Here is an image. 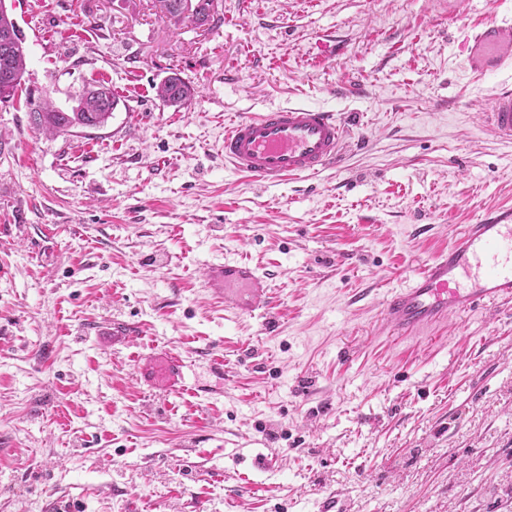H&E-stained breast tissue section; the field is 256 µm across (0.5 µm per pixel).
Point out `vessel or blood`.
<instances>
[{"label": "vessel or blood", "instance_id": "vessel-or-blood-1", "mask_svg": "<svg viewBox=\"0 0 512 512\" xmlns=\"http://www.w3.org/2000/svg\"><path fill=\"white\" fill-rule=\"evenodd\" d=\"M471 71L512 70V29L489 23L470 38ZM482 120L512 144V85L492 94ZM346 128L335 113L308 105L271 108L224 129V162L259 182L313 176L338 163ZM206 281L224 310L237 317L270 312L267 276L258 266L225 254L207 263ZM512 299V219L469 225L446 251L400 287L388 290L382 313L388 325L410 334L487 302Z\"/></svg>", "mask_w": 512, "mask_h": 512}]
</instances>
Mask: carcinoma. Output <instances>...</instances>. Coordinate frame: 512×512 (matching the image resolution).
<instances>
[{
  "instance_id": "carcinoma-1",
  "label": "carcinoma",
  "mask_w": 512,
  "mask_h": 512,
  "mask_svg": "<svg viewBox=\"0 0 512 512\" xmlns=\"http://www.w3.org/2000/svg\"><path fill=\"white\" fill-rule=\"evenodd\" d=\"M26 70L24 36L10 13L0 10V103L13 100L22 89ZM157 96L164 103L181 107L194 98V88L179 74L173 73L157 86ZM118 103L116 96L103 101L81 97L80 112H65L53 107L47 99L27 98L33 127L44 133L65 134L81 125L105 126Z\"/></svg>"
}]
</instances>
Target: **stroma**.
Segmentation results:
<instances>
[{"instance_id":"stroma-1","label":"stroma","mask_w":512,"mask_h":512,"mask_svg":"<svg viewBox=\"0 0 512 512\" xmlns=\"http://www.w3.org/2000/svg\"><path fill=\"white\" fill-rule=\"evenodd\" d=\"M7 5L25 90L119 103L60 135L0 103V512H512V302L414 340L381 316L512 210V145L481 120L512 74L464 54L512 0H215L213 27L159 0ZM174 72L181 108L155 90ZM301 103L345 120L336 167L225 166V125ZM228 249L266 270L276 327L209 294ZM116 319L137 336H105ZM156 90L158 98L170 106L181 107L194 98V88L178 73L163 79Z\"/></svg>"}]
</instances>
